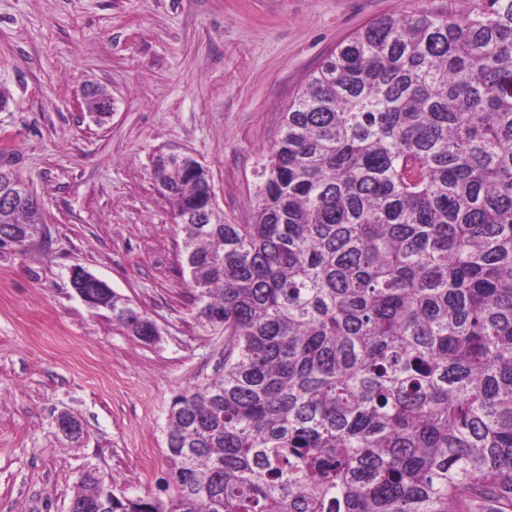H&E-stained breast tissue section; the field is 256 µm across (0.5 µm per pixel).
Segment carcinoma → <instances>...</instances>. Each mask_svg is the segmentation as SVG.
Listing matches in <instances>:
<instances>
[{"label": "carcinoma", "instance_id": "cac0c4a2", "mask_svg": "<svg viewBox=\"0 0 512 512\" xmlns=\"http://www.w3.org/2000/svg\"><path fill=\"white\" fill-rule=\"evenodd\" d=\"M205 206L190 154L153 161ZM250 224H180L214 378L167 412L156 491L75 512H512V0L385 16L315 71L261 163ZM0 203V233L38 235ZM145 343L158 328L99 289Z\"/></svg>", "mask_w": 512, "mask_h": 512}]
</instances>
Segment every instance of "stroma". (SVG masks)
<instances>
[{
  "label": "stroma",
  "instance_id": "obj_1",
  "mask_svg": "<svg viewBox=\"0 0 512 512\" xmlns=\"http://www.w3.org/2000/svg\"><path fill=\"white\" fill-rule=\"evenodd\" d=\"M470 0H0V168L30 184L41 238L0 250V512H68L81 473L154 491L175 394L212 378L224 332L196 316L181 239L154 180L189 152L215 203L253 220L257 162L310 74L374 19ZM98 85L107 122L80 107ZM81 266L156 323L145 343L91 311ZM82 424L72 443L54 427Z\"/></svg>",
  "mask_w": 512,
  "mask_h": 512
}]
</instances>
